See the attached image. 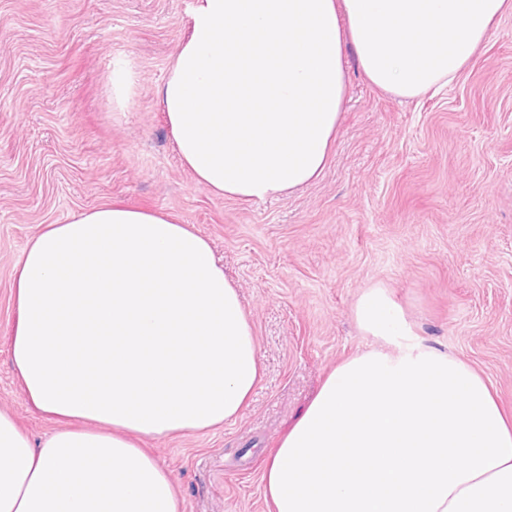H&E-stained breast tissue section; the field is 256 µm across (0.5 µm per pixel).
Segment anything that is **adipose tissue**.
<instances>
[{
	"mask_svg": "<svg viewBox=\"0 0 512 512\" xmlns=\"http://www.w3.org/2000/svg\"><path fill=\"white\" fill-rule=\"evenodd\" d=\"M512 0H196L157 95L212 192L276 198L326 167L344 51L379 90L450 86ZM10 352L58 428L0 410V512H181L145 437L236 420L261 376L253 325L206 237L105 205L50 224L15 269ZM383 349L333 369L261 474L270 512H512V422L467 362L415 339L384 285L358 298Z\"/></svg>",
	"mask_w": 512,
	"mask_h": 512,
	"instance_id": "adipose-tissue-1",
	"label": "adipose tissue"
}]
</instances>
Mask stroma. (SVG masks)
<instances>
[{"label":"stroma","instance_id":"stroma-1","mask_svg":"<svg viewBox=\"0 0 512 512\" xmlns=\"http://www.w3.org/2000/svg\"><path fill=\"white\" fill-rule=\"evenodd\" d=\"M196 0H0V409L33 440L56 425L14 373L15 266L30 237L118 203L207 237L254 327L263 376L234 422L145 438L182 512H268L261 466L344 360L375 346L361 293L383 284L418 339L490 381L512 416V15L446 89L401 102L347 57L328 165L275 200L211 193L181 164L157 87ZM130 60L136 94L106 86ZM107 86L112 97V107L125 111L131 104L135 88V75L131 68L127 66L113 68L108 74Z\"/></svg>","mask_w":512,"mask_h":512}]
</instances>
